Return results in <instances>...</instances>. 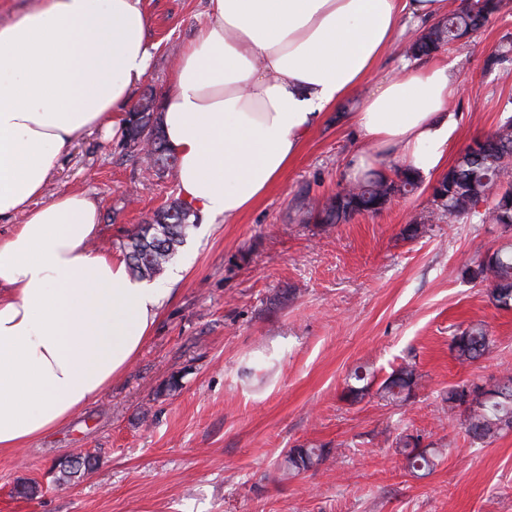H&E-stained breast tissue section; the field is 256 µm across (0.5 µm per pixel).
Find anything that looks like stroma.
Instances as JSON below:
<instances>
[{"label": "stroma", "instance_id": "35a3bbf8", "mask_svg": "<svg viewBox=\"0 0 512 512\" xmlns=\"http://www.w3.org/2000/svg\"><path fill=\"white\" fill-rule=\"evenodd\" d=\"M152 64L133 100L164 93L183 45L205 20L208 0H143ZM369 80L322 113L278 183L235 223L197 224L173 259L181 280L165 288L151 335L127 370L65 424L19 453L0 455V512H512V432L471 445L445 396L461 380L512 374V309L460 271L511 239L499 225L440 222L403 233L424 216L435 175L383 211L318 224L302 197L326 202L346 185L360 146L351 120L365 96L405 63L420 20L405 22ZM512 34V0L466 42L434 54L460 84L448 103L457 119L447 163L494 130L512 97V74L484 68ZM137 190L128 200L127 187ZM80 190L101 209L104 251L123 250L138 225L177 197L132 157L123 135L77 137L54 166L42 203ZM483 323L493 338L481 360L448 347L453 332ZM402 364L420 376L405 403L378 394L349 403L351 370L384 379ZM422 435L442 456L413 476L396 448ZM327 448L325 460L284 473L286 451ZM91 454L96 468L57 483V463ZM40 487L22 497L24 483Z\"/></svg>", "mask_w": 512, "mask_h": 512}]
</instances>
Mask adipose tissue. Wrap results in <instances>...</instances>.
Returning <instances> with one entry per match:
<instances>
[{"mask_svg": "<svg viewBox=\"0 0 512 512\" xmlns=\"http://www.w3.org/2000/svg\"><path fill=\"white\" fill-rule=\"evenodd\" d=\"M447 0H210L161 101L178 193L232 223L279 181L321 111L363 85L403 17ZM141 0H39L0 20V454L70 420L145 343L165 297L118 252L89 248L97 203L70 191L33 207L56 158L119 131L152 60ZM449 64L387 77L353 116L347 180L381 156L429 175L456 119ZM23 223H15V215Z\"/></svg>", "mask_w": 512, "mask_h": 512, "instance_id": "adipose-tissue-1", "label": "adipose tissue"}]
</instances>
